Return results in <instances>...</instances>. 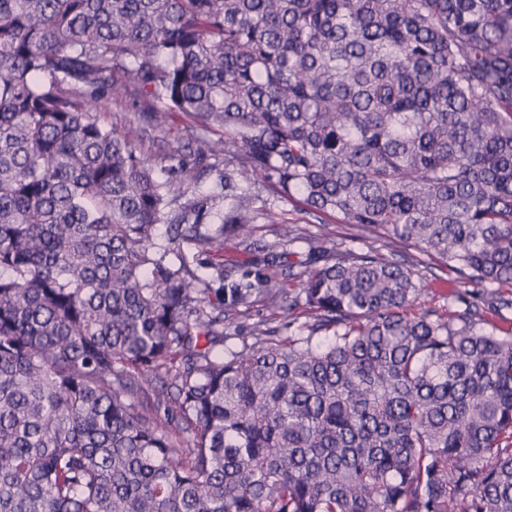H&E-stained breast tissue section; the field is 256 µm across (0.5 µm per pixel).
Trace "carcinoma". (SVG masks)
<instances>
[{
	"mask_svg": "<svg viewBox=\"0 0 512 512\" xmlns=\"http://www.w3.org/2000/svg\"><path fill=\"white\" fill-rule=\"evenodd\" d=\"M295 196L380 246L290 289L158 239ZM509 308L512 0H0V512H512ZM139 112H123L119 106L114 104L108 105L105 112H103L102 120L106 124L117 122L121 124L126 131H129L132 135L141 134L144 129L147 131L149 127L145 118L138 114ZM170 123L172 127L171 132L164 139L159 138L158 140L155 139L154 142H145V149L148 148L147 155L150 163L159 175H163L170 165L175 164V162L169 160V155L178 148L181 141L182 144L184 143L183 140L178 139L182 135L183 123L181 118L175 115L170 120ZM422 288L418 304L423 308H436L444 316L453 318L455 311L464 309V305L451 304L454 295L463 293L467 287L453 270L433 268L420 282ZM259 320L266 321L267 327L275 330L278 335H288V326H285L288 320H284L281 314L271 311L261 303H257L247 317H226L224 319V335L246 336L247 326Z\"/></svg>",
	"mask_w": 512,
	"mask_h": 512,
	"instance_id": "carcinoma-1",
	"label": "carcinoma"
}]
</instances>
